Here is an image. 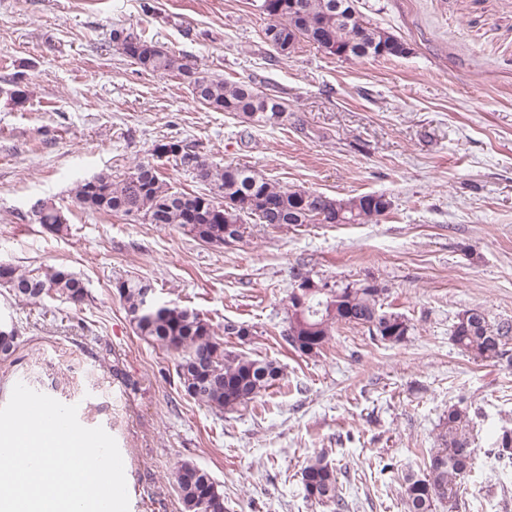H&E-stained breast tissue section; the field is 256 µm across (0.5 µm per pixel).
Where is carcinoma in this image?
<instances>
[{
    "label": "carcinoma",
    "mask_w": 512,
    "mask_h": 512,
    "mask_svg": "<svg viewBox=\"0 0 512 512\" xmlns=\"http://www.w3.org/2000/svg\"><path fill=\"white\" fill-rule=\"evenodd\" d=\"M266 5L262 37L282 55H289L300 40L319 48L331 43L345 51L344 59L378 55L382 39L393 42L396 55L408 51L392 33L373 25L358 9L356 0H255ZM112 41L122 53L147 72L173 74L187 83L194 99L220 112H232L244 122H265L277 118L284 109L267 108L270 97L255 83L228 81L204 76L151 40L126 28L112 31ZM159 157L172 156L191 169L194 177L208 186L206 192L174 189L151 161L135 165L120 178L101 172L77 183L74 198L79 207L91 213L136 218L147 224H173L200 243L224 236V227L237 226L244 236L246 224H367L388 212L392 203L377 195L375 208L361 204L362 196L333 198L300 189L285 188L257 174L245 165L218 166L203 158L194 147L181 141L156 146ZM36 223L53 235L68 230L67 218L55 205L34 214ZM151 284L125 279L116 285L119 299L138 336L148 344L177 355L176 373L185 395L195 402L222 413L256 401L281 379V368L272 360L252 358L224 346V337L239 336L232 323L224 324L219 335L209 319L175 304L153 303L141 308L142 289ZM337 311L330 310L328 297L317 294L307 299L305 317L315 329L308 330L287 302L283 340L304 356L318 354L342 324L368 328L372 336L386 343H399L409 333L408 320L384 310V288L371 292L363 284H333ZM0 288L16 301L37 302L63 298L77 306L86 302L90 291L75 272L65 266L22 267L0 263ZM453 341L473 359L494 361L509 352L512 321L490 320L485 313L467 323L456 321ZM469 412L448 408L443 424V448L431 454L422 478H407V512H435L436 506L458 508L465 478L471 472L469 459ZM182 512H226L223 486L198 465L184 461L176 472ZM304 496L333 505L336 512L348 508L335 470L316 457L303 468Z\"/></svg>",
    "instance_id": "carcinoma-1"
}]
</instances>
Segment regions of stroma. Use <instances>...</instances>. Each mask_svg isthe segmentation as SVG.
Segmentation results:
<instances>
[{"instance_id": "35a3bbf8", "label": "stroma", "mask_w": 512, "mask_h": 512, "mask_svg": "<svg viewBox=\"0 0 512 512\" xmlns=\"http://www.w3.org/2000/svg\"><path fill=\"white\" fill-rule=\"evenodd\" d=\"M404 41L402 57L344 60L300 43L265 44L252 0H0V261L64 265L92 297L14 302L19 338L0 358V407L16 383L77 406L117 442L129 512H180L183 461L224 487L227 512H333L306 499L317 455L337 471L347 512H406L404 479L424 476L450 407L474 406L475 470L458 512H512V460L492 437L512 428V364L476 361L452 337L470 309L512 320V0H360ZM143 32L203 75L251 80L284 103L247 125L200 105L179 78L143 71L112 41ZM28 97L18 106L16 87ZM194 145L330 197L385 194L375 224H249L212 248L175 226L77 209L76 182L155 161L175 189L203 191L157 144ZM69 210L55 236L30 209ZM340 283L372 280L411 330L402 342L343 325L321 353L282 339L297 266ZM150 282L160 301L250 330L236 351L284 378L254 405L217 415L182 392L173 354L134 331L116 281Z\"/></svg>"}]
</instances>
